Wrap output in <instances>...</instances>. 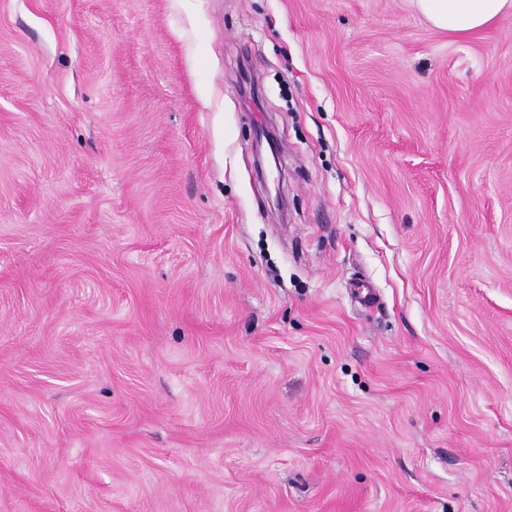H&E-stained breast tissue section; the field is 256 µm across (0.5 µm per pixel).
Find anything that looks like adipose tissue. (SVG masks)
Returning a JSON list of instances; mask_svg holds the SVG:
<instances>
[{
  "instance_id": "1",
  "label": "adipose tissue",
  "mask_w": 512,
  "mask_h": 512,
  "mask_svg": "<svg viewBox=\"0 0 512 512\" xmlns=\"http://www.w3.org/2000/svg\"><path fill=\"white\" fill-rule=\"evenodd\" d=\"M434 28L465 39L512 15V0H409Z\"/></svg>"
}]
</instances>
